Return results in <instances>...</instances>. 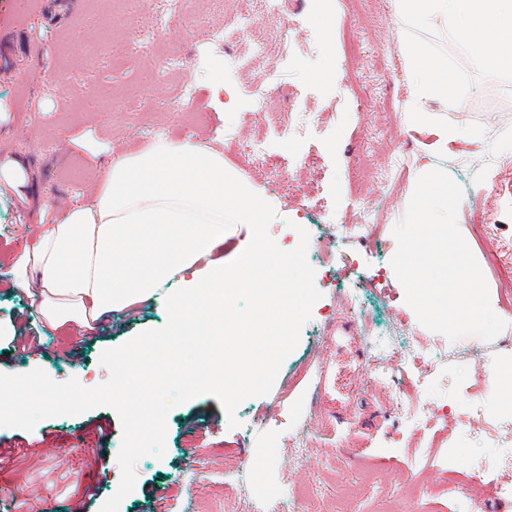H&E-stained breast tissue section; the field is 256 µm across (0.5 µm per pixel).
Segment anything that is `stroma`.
<instances>
[{
	"mask_svg": "<svg viewBox=\"0 0 512 512\" xmlns=\"http://www.w3.org/2000/svg\"><path fill=\"white\" fill-rule=\"evenodd\" d=\"M47 2L0 0V38L14 41L12 56L0 57V154L21 156L32 173L16 191L0 195V372L39 368L55 382L74 378L93 387L108 377L100 363L104 350L165 325L168 286L153 301L114 313L88 336L72 326L45 324L10 280L12 256L33 239L37 225L55 221L56 205L87 198L113 158L138 152L159 136H192L223 150L227 165L279 202L281 221L267 227L274 240L292 243L291 223L301 221L311 237L307 259L314 284L322 293L272 389L238 406L236 427H229L220 402L209 395L170 410L165 453L138 461L136 486L119 512H249L254 496L283 499L308 486L318 488V498L296 501L293 512H377L384 498L393 500L397 512H456L449 486L467 493L476 482H490L499 470L512 468V408L496 406L491 390L497 365L512 363V252L503 256L502 267H493L483 235L484 225L498 224L502 236L512 239V199L504 192L512 181V155L495 152L498 133L512 128V81L488 79L474 84L462 103H434L450 123H478L486 130L485 136L449 144L447 155L437 158L402 123L410 88L389 0H361L355 12L338 0L328 32L312 21L313 0H292L301 23L286 33L288 50L274 41L257 58L250 55L246 34L230 29L225 43L210 40V26L224 18L212 13L209 0H196L197 12L210 18L198 26L161 21L166 0H146L132 17L113 11L111 0H81L55 23L47 20ZM142 30L158 41V49H142L130 62L108 57L107 47L132 43ZM354 39L362 60L347 73L343 65ZM167 50L185 60L171 75L163 57ZM331 61L332 76L321 78ZM218 67L228 91L221 112L210 97ZM187 85L197 90V115L153 105L132 108L133 91L171 100ZM271 85L279 86V94L266 110H256L253 90ZM304 119L312 126L305 140L285 141L274 127ZM225 127L236 138H224ZM401 134L406 146L391 154L385 144ZM253 136L266 138L272 153L311 154L317 164L291 176L255 166L240 148L241 140ZM366 149L378 166L399 171L400 179L358 189L351 164ZM434 162L462 189L458 227L471 237L489 296L507 318L491 341L467 336L452 342L426 329L389 274L397 247L393 228L405 213L417 172ZM316 179L342 222L383 213L371 237L339 240L325 216L301 204L300 185ZM45 200L53 209L42 210ZM344 315L364 316L381 331L402 323L413 348L425 356L418 373L428 375L429 387L415 388L416 373L371 380L361 365L338 368L328 321ZM23 325L40 338L24 357L7 347ZM322 364L339 378L347 404L344 423L312 405ZM398 397L428 405L427 418L402 416L394 406ZM105 424L111 436L103 459L94 464L86 446L94 429ZM122 435L118 413L103 406L42 420L30 431L0 427V446L34 445L33 467L50 471L60 465L94 484L97 500L87 512H99L121 482ZM298 437L305 448L300 458L293 450ZM232 468L243 470L244 480L229 476Z\"/></svg>",
	"mask_w": 512,
	"mask_h": 512,
	"instance_id": "obj_1",
	"label": "stroma"
}]
</instances>
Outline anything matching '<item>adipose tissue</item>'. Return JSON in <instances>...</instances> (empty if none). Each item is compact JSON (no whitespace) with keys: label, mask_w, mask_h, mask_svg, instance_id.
<instances>
[{"label":"adipose tissue","mask_w":512,"mask_h":512,"mask_svg":"<svg viewBox=\"0 0 512 512\" xmlns=\"http://www.w3.org/2000/svg\"><path fill=\"white\" fill-rule=\"evenodd\" d=\"M278 209L224 162L222 151L193 140L157 138L144 150L113 159L90 202L73 203L42 225L11 263L16 285L36 300L46 322L93 329L112 313L153 299L161 285L183 292L169 303L166 335L202 352L195 382L223 384L241 372L226 346L248 337L283 335L282 319L305 306L308 277L290 279L300 247L272 240ZM248 246L217 259L214 251L237 228ZM256 304L241 320L237 302ZM155 335L141 337L112 362V384L134 393L136 374L158 361Z\"/></svg>","instance_id":"1"}]
</instances>
